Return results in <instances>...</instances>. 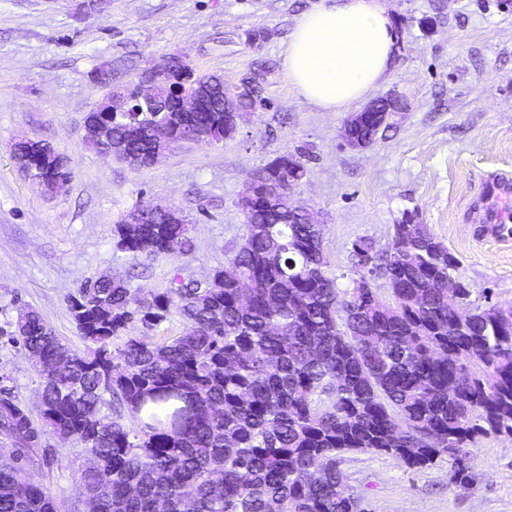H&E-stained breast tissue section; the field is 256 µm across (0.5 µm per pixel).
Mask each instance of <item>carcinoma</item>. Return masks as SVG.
I'll return each instance as SVG.
<instances>
[{
    "label": "carcinoma",
    "instance_id": "carcinoma-1",
    "mask_svg": "<svg viewBox=\"0 0 512 512\" xmlns=\"http://www.w3.org/2000/svg\"><path fill=\"white\" fill-rule=\"evenodd\" d=\"M262 93L245 82L237 111ZM162 118L134 105L111 120L108 143L84 142L147 157ZM227 120L224 97L211 98L193 115L198 141H223ZM381 128L372 119L355 136L365 147ZM19 152L41 183L72 175L36 140L14 142ZM244 217L232 279L222 269L205 282L177 272L149 298L121 279L80 288L70 309L82 351L38 312L19 309L11 341L34 360L64 359L67 370L38 372L40 426L0 390V434L14 444V466L0 468V512H61L39 485L20 486L45 426L95 459L81 480L96 512H364L336 473V458L351 450L388 453L409 468L446 456L451 480L473 483L469 443L512 435V323L494 305L461 309L433 289L457 268L444 244L406 214L394 234H411L412 246L376 252L357 241L355 286L341 298L312 214L257 197ZM189 231L152 210L134 236L116 225V246L158 257L189 250ZM377 278L391 279L393 302L361 287ZM174 312L184 329L171 342L129 336L111 349L130 324L153 328ZM117 404L141 426L125 424Z\"/></svg>",
    "mask_w": 512,
    "mask_h": 512
}]
</instances>
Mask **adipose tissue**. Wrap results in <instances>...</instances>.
Listing matches in <instances>:
<instances>
[{"label":"adipose tissue","instance_id":"1","mask_svg":"<svg viewBox=\"0 0 512 512\" xmlns=\"http://www.w3.org/2000/svg\"><path fill=\"white\" fill-rule=\"evenodd\" d=\"M393 45L380 0H320L297 19L284 65L298 96L344 112L383 78Z\"/></svg>","mask_w":512,"mask_h":512}]
</instances>
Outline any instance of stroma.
<instances>
[{"instance_id": "1", "label": "stroma", "mask_w": 512, "mask_h": 512, "mask_svg": "<svg viewBox=\"0 0 512 512\" xmlns=\"http://www.w3.org/2000/svg\"><path fill=\"white\" fill-rule=\"evenodd\" d=\"M319 0H0V389L40 419V380L27 352L3 330L29 306L74 348L83 343L70 298L108 274L143 296L174 274L207 279L229 267L247 235L241 199L252 174L288 153L306 170L289 202L323 226L322 249L340 294L354 286L352 245L384 250L413 213L459 261L473 305L512 309V242L479 221L491 179H512V0H383L395 49L369 99L405 101L364 148L349 147L345 112L301 99L284 66L289 35ZM178 55L226 85L257 78L265 103L245 112L217 144L186 143L150 167L131 169L83 140L86 114L106 90L102 66L124 84ZM43 140L68 157L73 177L51 195L18 170L10 145ZM156 204L190 221L192 248L132 257L115 226ZM472 486L450 481L448 459L408 468L387 453L340 454L347 493L366 512H512V438L469 445ZM29 477L62 512H87V459L52 431Z\"/></svg>"}]
</instances>
